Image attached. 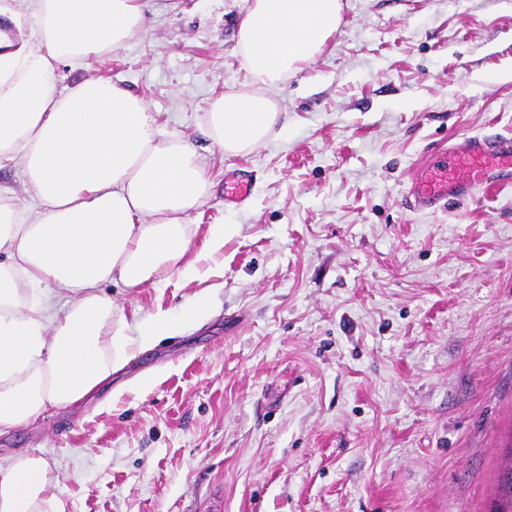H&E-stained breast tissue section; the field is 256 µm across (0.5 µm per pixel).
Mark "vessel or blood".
I'll list each match as a JSON object with an SVG mask.
<instances>
[{"instance_id": "vessel-or-blood-1", "label": "vessel or blood", "mask_w": 512, "mask_h": 512, "mask_svg": "<svg viewBox=\"0 0 512 512\" xmlns=\"http://www.w3.org/2000/svg\"><path fill=\"white\" fill-rule=\"evenodd\" d=\"M462 161L468 169V179L451 178L439 171L416 182L411 188L415 207L426 209L451 197L466 199L472 183L493 187L512 173V153L490 150L485 139L477 136L470 137Z\"/></svg>"}]
</instances>
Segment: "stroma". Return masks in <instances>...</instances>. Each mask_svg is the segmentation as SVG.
<instances>
[{
  "label": "stroma",
  "mask_w": 512,
  "mask_h": 512,
  "mask_svg": "<svg viewBox=\"0 0 512 512\" xmlns=\"http://www.w3.org/2000/svg\"><path fill=\"white\" fill-rule=\"evenodd\" d=\"M142 30L81 75L142 97L214 183L205 281L106 291L116 313H212L77 406L0 435L42 457L41 512H495L512 464V179L414 208L469 137L512 136V0H342L320 55L268 88L288 129L242 153L210 102L256 83L251 0H144ZM249 180L241 205L229 178Z\"/></svg>",
  "instance_id": "obj_1"
}]
</instances>
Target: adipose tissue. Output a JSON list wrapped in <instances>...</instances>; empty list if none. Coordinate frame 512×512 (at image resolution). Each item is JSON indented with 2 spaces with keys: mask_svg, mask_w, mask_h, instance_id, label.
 <instances>
[{
  "mask_svg": "<svg viewBox=\"0 0 512 512\" xmlns=\"http://www.w3.org/2000/svg\"><path fill=\"white\" fill-rule=\"evenodd\" d=\"M23 2L36 36L0 53V164L22 163L40 206L0 193V433L79 403L208 308L201 297L181 318L130 323L102 291L203 277L188 257V216L212 183L196 149L111 80L58 87L60 68L77 71L139 33L140 0ZM341 10V0H253L237 45L258 87L211 102L215 145L238 153L267 140L280 114L266 87L316 58ZM51 487L43 458L19 456L0 467V512H38Z\"/></svg>",
  "mask_w": 512,
  "mask_h": 512,
  "instance_id": "adipose-tissue-1",
  "label": "adipose tissue"
}]
</instances>
